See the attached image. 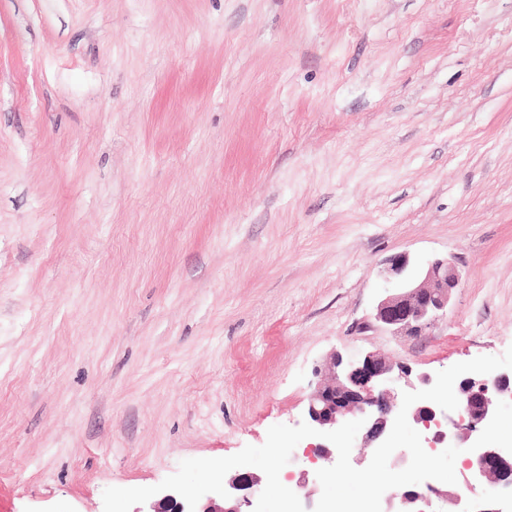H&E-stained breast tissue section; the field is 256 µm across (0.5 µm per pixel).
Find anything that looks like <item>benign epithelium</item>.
Returning a JSON list of instances; mask_svg holds the SVG:
<instances>
[{"mask_svg": "<svg viewBox=\"0 0 512 512\" xmlns=\"http://www.w3.org/2000/svg\"><path fill=\"white\" fill-rule=\"evenodd\" d=\"M408 255L391 257L382 270L385 281L393 284L376 305L371 327L395 335L420 336L448 314V305L462 285L461 275L448 257L437 256L426 262L420 277L409 276ZM326 381L320 384L309 399V425L319 431H333L349 417L365 420L361 442L368 446L382 442L388 428L399 412L397 389L400 382L410 383L412 370L376 352L348 358L333 352L321 368ZM459 405L465 417L455 420L437 411L431 404L418 401L410 406L407 418L432 433L431 443L465 442L496 416L501 400H512V375L500 374L491 378L467 377L458 385ZM313 460L322 467L336 463L338 451L326 439L311 445ZM464 466L470 473L469 485L491 486L512 490V456L499 449L475 443L470 446ZM261 483L253 473H245L231 482L229 497L217 500L202 498L195 512H243L251 507ZM448 497V493L428 484L426 491L412 489L404 492L393 512H424L419 504H429L428 494ZM457 512H505L497 496H492L486 508L474 511L468 501L454 496ZM148 512H189L186 501L178 494L168 493L150 504Z\"/></svg>", "mask_w": 512, "mask_h": 512, "instance_id": "7a95c632", "label": "benign epithelium"}]
</instances>
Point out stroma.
Listing matches in <instances>:
<instances>
[{
  "instance_id": "obj_1",
  "label": "stroma",
  "mask_w": 512,
  "mask_h": 512,
  "mask_svg": "<svg viewBox=\"0 0 512 512\" xmlns=\"http://www.w3.org/2000/svg\"><path fill=\"white\" fill-rule=\"evenodd\" d=\"M453 258L417 338L366 328ZM512 346V0H0V512L307 418L332 352ZM408 255L391 257L382 270L385 281L393 284L376 305L371 327L395 335L421 336L448 314V305L462 285L461 275L448 256L426 262L420 277L409 276Z\"/></svg>"
}]
</instances>
